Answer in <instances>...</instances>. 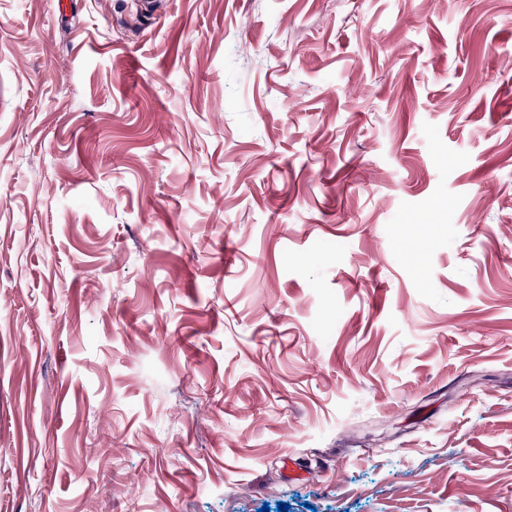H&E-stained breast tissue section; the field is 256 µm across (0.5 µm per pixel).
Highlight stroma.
Listing matches in <instances>:
<instances>
[{"label": "stroma", "instance_id": "obj_1", "mask_svg": "<svg viewBox=\"0 0 512 512\" xmlns=\"http://www.w3.org/2000/svg\"><path fill=\"white\" fill-rule=\"evenodd\" d=\"M0 0V512H512V0Z\"/></svg>", "mask_w": 512, "mask_h": 512}]
</instances>
